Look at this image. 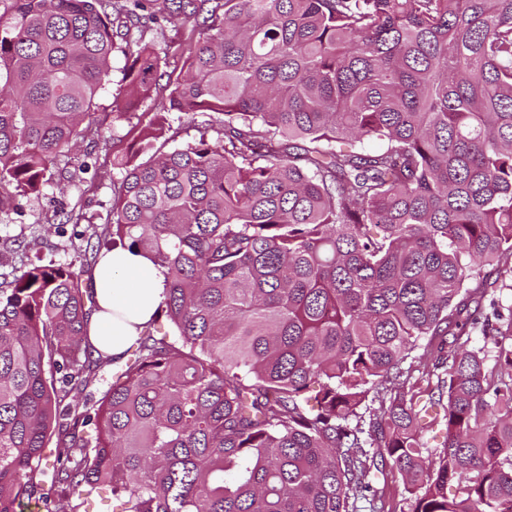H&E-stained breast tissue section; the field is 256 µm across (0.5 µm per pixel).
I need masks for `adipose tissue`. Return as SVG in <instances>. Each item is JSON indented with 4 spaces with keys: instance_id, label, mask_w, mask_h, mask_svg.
Here are the masks:
<instances>
[{
    "instance_id": "obj_1",
    "label": "adipose tissue",
    "mask_w": 512,
    "mask_h": 512,
    "mask_svg": "<svg viewBox=\"0 0 512 512\" xmlns=\"http://www.w3.org/2000/svg\"><path fill=\"white\" fill-rule=\"evenodd\" d=\"M94 312L88 339L96 353L120 359L154 319L165 299L161 270L145 255L101 253L93 271Z\"/></svg>"
}]
</instances>
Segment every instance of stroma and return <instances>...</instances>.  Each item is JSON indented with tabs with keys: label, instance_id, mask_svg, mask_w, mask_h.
<instances>
[{
	"label": "stroma",
	"instance_id": "obj_1",
	"mask_svg": "<svg viewBox=\"0 0 512 512\" xmlns=\"http://www.w3.org/2000/svg\"><path fill=\"white\" fill-rule=\"evenodd\" d=\"M188 31V26L167 24L147 30L144 39L166 48L167 68L177 71L187 54ZM123 65L122 53H115L112 80L89 117L98 134L78 142L74 166L51 167L52 182L42 194L6 204L0 215V272L18 274L32 262H73L100 235L112 208V184L122 177L112 160L136 134L133 123L112 121Z\"/></svg>",
	"mask_w": 512,
	"mask_h": 512
}]
</instances>
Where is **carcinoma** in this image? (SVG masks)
I'll list each match as a JSON object with an SVG mask.
<instances>
[{"label": "carcinoma", "mask_w": 512, "mask_h": 512, "mask_svg": "<svg viewBox=\"0 0 512 512\" xmlns=\"http://www.w3.org/2000/svg\"><path fill=\"white\" fill-rule=\"evenodd\" d=\"M164 21L199 34L177 74L143 40ZM116 51L113 122L163 80L203 126L165 152L141 113L106 222L175 336L143 333L51 457L101 367L90 289L3 276L0 512L48 469L72 512H512V0H0V213L97 134Z\"/></svg>", "instance_id": "obj_1"}]
</instances>
